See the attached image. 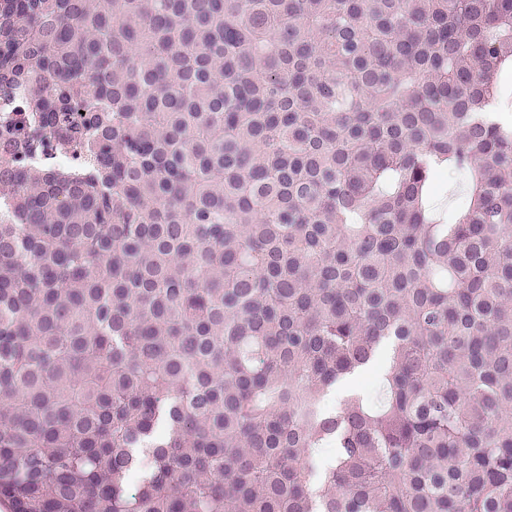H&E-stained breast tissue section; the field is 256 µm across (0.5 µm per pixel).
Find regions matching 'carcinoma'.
<instances>
[{
    "label": "carcinoma",
    "instance_id": "cac0c4a2",
    "mask_svg": "<svg viewBox=\"0 0 512 512\" xmlns=\"http://www.w3.org/2000/svg\"><path fill=\"white\" fill-rule=\"evenodd\" d=\"M510 62L512 0H0V500L512 512Z\"/></svg>",
    "mask_w": 512,
    "mask_h": 512
}]
</instances>
